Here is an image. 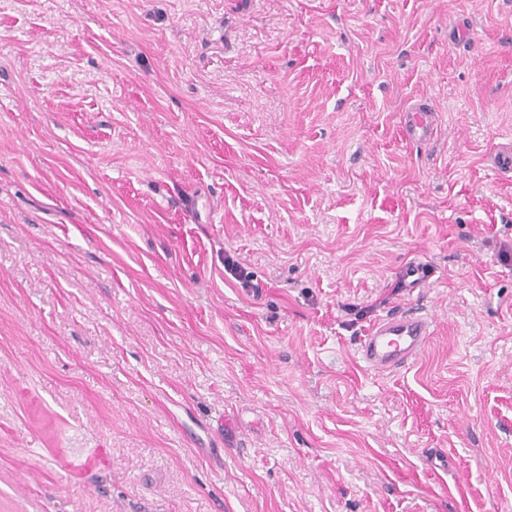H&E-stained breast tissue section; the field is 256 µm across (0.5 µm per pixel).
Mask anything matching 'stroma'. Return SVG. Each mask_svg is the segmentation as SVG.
<instances>
[{"label":"stroma","mask_w":512,"mask_h":512,"mask_svg":"<svg viewBox=\"0 0 512 512\" xmlns=\"http://www.w3.org/2000/svg\"><path fill=\"white\" fill-rule=\"evenodd\" d=\"M509 145L512 0H0V512H512ZM404 136L407 140L417 143L430 142L434 136L435 115L433 105L429 103H413L407 110ZM432 324L431 316L419 308L388 313L359 338L354 354L375 374L392 373L421 354Z\"/></svg>","instance_id":"stroma-1"}]
</instances>
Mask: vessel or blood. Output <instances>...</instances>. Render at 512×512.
I'll list each match as a JSON object with an SVG mask.
<instances>
[{"instance_id":"b4317fda","label":"vessel or blood","mask_w":512,"mask_h":512,"mask_svg":"<svg viewBox=\"0 0 512 512\" xmlns=\"http://www.w3.org/2000/svg\"><path fill=\"white\" fill-rule=\"evenodd\" d=\"M434 112L431 104H411L407 109L405 138L417 143L430 142L435 130ZM432 324L431 316L418 308L387 314L359 338L355 355L374 373L394 372L421 354L432 334Z\"/></svg>"}]
</instances>
